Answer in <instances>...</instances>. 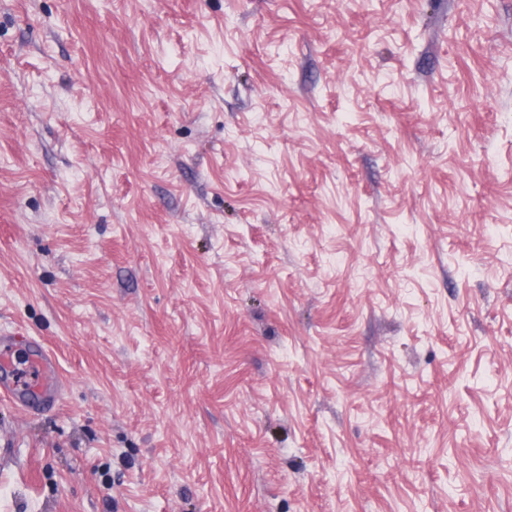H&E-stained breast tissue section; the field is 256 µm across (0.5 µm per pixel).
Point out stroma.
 I'll return each mask as SVG.
<instances>
[{"label": "stroma", "instance_id": "stroma-1", "mask_svg": "<svg viewBox=\"0 0 512 512\" xmlns=\"http://www.w3.org/2000/svg\"><path fill=\"white\" fill-rule=\"evenodd\" d=\"M0 512H512V0H0ZM20 341L26 344L25 355L34 368V377L26 385L15 378L14 359ZM0 394L24 410L34 411L56 405L62 394V381L56 355L32 337L4 334L0 336Z\"/></svg>", "mask_w": 512, "mask_h": 512}]
</instances>
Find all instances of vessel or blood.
I'll list each match as a JSON object with an SVG mask.
<instances>
[{"mask_svg":"<svg viewBox=\"0 0 512 512\" xmlns=\"http://www.w3.org/2000/svg\"><path fill=\"white\" fill-rule=\"evenodd\" d=\"M24 351L34 376L27 384L15 378L14 359ZM62 381L56 355L34 338L22 339L13 334L0 336V395L24 410L33 411L56 405L62 394Z\"/></svg>","mask_w":512,"mask_h":512,"instance_id":"obj_1","label":"vessel or blood"}]
</instances>
